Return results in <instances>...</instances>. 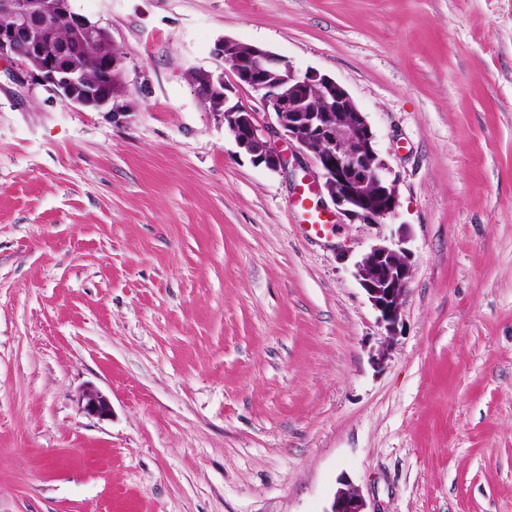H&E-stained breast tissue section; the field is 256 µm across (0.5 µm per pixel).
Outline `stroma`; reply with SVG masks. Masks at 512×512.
<instances>
[{"mask_svg":"<svg viewBox=\"0 0 512 512\" xmlns=\"http://www.w3.org/2000/svg\"><path fill=\"white\" fill-rule=\"evenodd\" d=\"M116 119L0 65V512H512V0H71ZM222 37L341 84L396 219L306 231L186 71ZM406 226L387 333L354 263ZM92 386L109 417L83 413ZM339 484L343 487L336 490L330 509L325 512H369L359 488L348 480H342Z\"/></svg>","mask_w":512,"mask_h":512,"instance_id":"stroma-1","label":"stroma"}]
</instances>
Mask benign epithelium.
I'll list each match as a JSON object with an SVG mask.
<instances>
[{
  "label": "benign epithelium",
  "instance_id": "benign-epithelium-1",
  "mask_svg": "<svg viewBox=\"0 0 512 512\" xmlns=\"http://www.w3.org/2000/svg\"><path fill=\"white\" fill-rule=\"evenodd\" d=\"M59 19L67 23L64 38L57 31ZM106 40H112L110 32L74 12L71 0H0V63L18 59L32 83L76 106L106 109L116 118L129 113L118 104L126 55L112 56V81L104 89L85 68L70 60L71 42L82 41L94 50ZM235 45L225 37L215 41L211 55L218 66L190 69L189 81L202 102L220 105L217 115L224 130L253 163L271 171L285 168L288 158L280 143L287 142L310 159L304 167L305 177L323 196V210L332 208L336 216L360 224H384L396 218L398 179L379 157L372 127L347 90L316 70L302 72L282 56L254 45L245 46L233 58L229 83L224 80L223 62ZM313 88L319 90L321 100L316 109L308 103ZM236 91L257 95L270 109L272 120L259 125L248 106L228 104L229 94ZM408 242L400 229L372 245L354 264V276L390 336L413 274ZM79 402L89 416L111 413L110 401L96 389L84 390ZM327 512H367V502L359 488L343 480Z\"/></svg>",
  "mask_w": 512,
  "mask_h": 512
}]
</instances>
